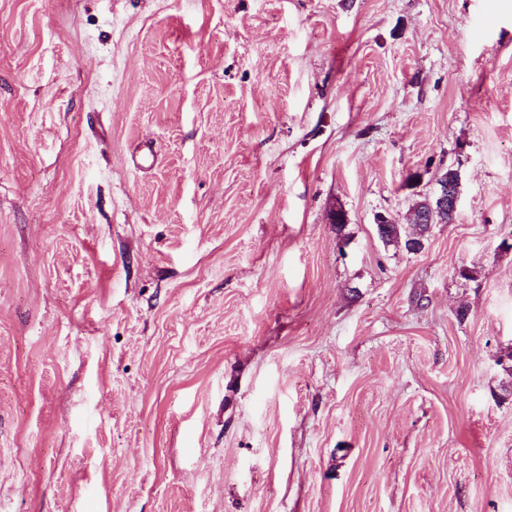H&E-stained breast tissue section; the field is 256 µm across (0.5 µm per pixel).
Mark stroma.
<instances>
[{
  "label": "stroma",
  "instance_id": "35a3bbf8",
  "mask_svg": "<svg viewBox=\"0 0 512 512\" xmlns=\"http://www.w3.org/2000/svg\"><path fill=\"white\" fill-rule=\"evenodd\" d=\"M0 512H512V0H0ZM445 172L446 174L448 172V179L442 178L443 172L437 177L438 189L435 197L432 200L428 199L425 208L416 207L423 222H425L423 218H426L429 226H433L432 223H438L440 216L445 219L447 216L454 219L458 211L460 192L458 190L455 192L448 183L458 187L460 185L459 175L452 169H448ZM375 224L377 225V234L381 241L386 244L401 245L407 252L418 253L423 249L425 241L428 235H422L423 227H420V231L417 230L416 225L409 224H392V222L383 214H378L375 218ZM384 224V225H382ZM408 226H412L413 230L409 231ZM423 240V244L419 241Z\"/></svg>",
  "mask_w": 512,
  "mask_h": 512
}]
</instances>
